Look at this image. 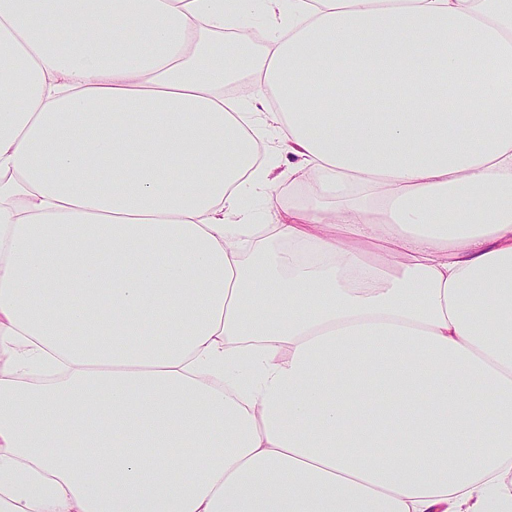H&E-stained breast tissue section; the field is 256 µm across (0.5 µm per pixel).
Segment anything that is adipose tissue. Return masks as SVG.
<instances>
[{
    "label": "adipose tissue",
    "mask_w": 512,
    "mask_h": 512,
    "mask_svg": "<svg viewBox=\"0 0 512 512\" xmlns=\"http://www.w3.org/2000/svg\"><path fill=\"white\" fill-rule=\"evenodd\" d=\"M238 2L0 0V512H512V0ZM241 18L243 23V30L248 31L252 34L249 36L247 44L254 54H259L266 43V33L260 24L259 18L256 12L253 10L250 2H246V9L241 12Z\"/></svg>",
    "instance_id": "1"
}]
</instances>
